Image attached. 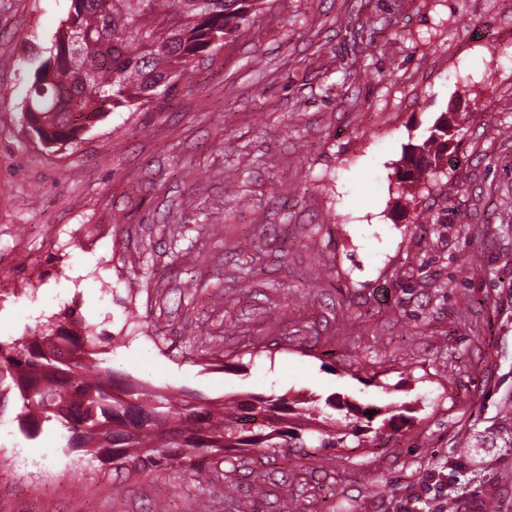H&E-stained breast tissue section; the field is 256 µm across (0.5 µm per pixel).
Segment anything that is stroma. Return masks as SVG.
<instances>
[{
    "label": "stroma",
    "instance_id": "stroma-1",
    "mask_svg": "<svg viewBox=\"0 0 512 512\" xmlns=\"http://www.w3.org/2000/svg\"><path fill=\"white\" fill-rule=\"evenodd\" d=\"M70 5L0 0V339L68 308L169 395L375 413L199 488L25 438L12 401L0 512H426L439 474L447 512H512V0H266L167 92L50 147L24 101ZM443 119L436 169L401 182ZM337 403L338 404H336V401H333L329 397L324 400V406L326 407L339 410H342L344 408L347 409L345 417L349 416V419L351 420V422H349L347 426H349L350 424L353 425L350 432H346L342 437H339L337 439V442L342 444L345 437H347L348 434H351L354 437H358L359 431L363 430V427L360 425L362 419L365 418L366 423L369 424L371 422L372 416H369L367 414V410H369L368 407L361 408L359 404L350 402L348 400L344 401V405H341L340 400L337 401Z\"/></svg>",
    "mask_w": 512,
    "mask_h": 512
}]
</instances>
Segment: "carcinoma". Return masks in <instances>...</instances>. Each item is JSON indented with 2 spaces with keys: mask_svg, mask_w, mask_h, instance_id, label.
<instances>
[{
  "mask_svg": "<svg viewBox=\"0 0 512 512\" xmlns=\"http://www.w3.org/2000/svg\"><path fill=\"white\" fill-rule=\"evenodd\" d=\"M266 0H72L50 55L36 70L25 117L48 144L74 143L119 108L140 104L167 90L192 61L223 45L249 24ZM444 127L436 128L412 160L417 175L447 150ZM68 357L57 344L38 350L40 336L7 345L0 341V387L21 403L19 432L36 438L53 427L63 447L79 437L91 456L112 448L114 471L130 474L184 469L197 485L209 465L230 454L253 451L276 458L286 448L336 447L344 438L319 429L324 408L347 409L350 434L371 422L367 409L331 398L306 400L251 397L207 406L172 397L136 380L117 377L99 357L101 338L90 325H55ZM139 418H134L132 408ZM410 409L395 405L379 428L397 433Z\"/></svg>",
  "mask_w": 512,
  "mask_h": 512,
  "instance_id": "obj_1",
  "label": "carcinoma"
}]
</instances>
